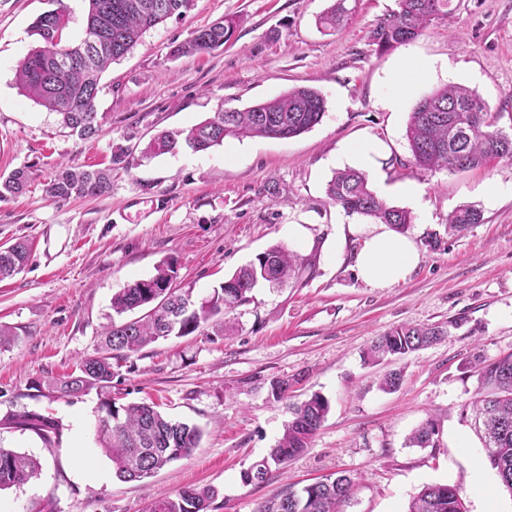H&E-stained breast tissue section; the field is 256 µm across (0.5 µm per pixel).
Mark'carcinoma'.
<instances>
[{
	"mask_svg": "<svg viewBox=\"0 0 512 512\" xmlns=\"http://www.w3.org/2000/svg\"><path fill=\"white\" fill-rule=\"evenodd\" d=\"M84 37L67 40L69 15L59 6L40 14L32 24L40 45L32 48L17 66L15 84L20 93L57 114L62 128L82 139L96 135V99L102 73L124 57L143 34L168 18L185 14L192 0H88ZM346 0H334L319 18L325 28H339L349 9ZM455 22L452 0H398L397 9L383 14L370 32L380 53L392 50L422 35L435 23ZM237 28L225 18L192 32L172 50V55L204 53L224 46ZM325 114L322 95L308 87L258 102L244 110L220 109L188 129L166 130L146 145L143 156L170 153L185 145L195 152L224 144L229 137L289 139L318 124ZM502 112H492L472 90L447 85L419 100L406 130L413 161L429 172L450 173L480 168L492 159L512 160L511 125H501ZM32 180L23 166L0 176V198L22 193ZM112 191V167L86 169L63 167L45 185L55 201L76 197H101ZM327 196L348 214H358L388 224L401 232L412 223L411 213L390 206L368 184L367 175L347 168L335 172ZM482 222V213L463 205L448 215V233H461ZM29 260V248L18 240L0 249V281L20 273ZM306 261L283 246L273 247L239 267L214 295L194 304L188 291L173 287L175 269L170 261L156 267L148 279L137 280L112 296L110 324L101 333L92 356L48 384V392L79 397L92 389L112 388L113 365H121L147 345L169 336H188L216 313L233 311L251 300L260 283L280 286L298 276ZM137 318L123 319L129 312ZM448 335V326L402 325L374 340L366 352L372 363L404 356ZM480 386L472 401L474 427L484 443L487 457L501 487L512 494V356L479 363ZM106 417L99 427L100 447L112 460L122 481H143L198 448L201 430L173 421L153 402L116 405L104 403ZM330 404L318 392L290 405L291 420L270 452V459L283 464L303 454L321 428ZM8 424L30 430L45 443L61 436L62 425L36 412L23 411L7 417ZM436 424L426 421L409 437V446L425 448L433 443ZM37 460L0 448V490L19 487L37 475ZM354 481L347 475L316 481L300 490H290L257 512H340L351 496ZM217 492L208 486L187 488L173 498L158 500L150 512H211ZM459 490L449 484H427L411 502L408 512H464Z\"/></svg>",
	"mask_w": 512,
	"mask_h": 512,
	"instance_id": "obj_1",
	"label": "carcinoma"
}]
</instances>
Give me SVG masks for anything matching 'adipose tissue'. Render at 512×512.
Wrapping results in <instances>:
<instances>
[{"instance_id": "adipose-tissue-1", "label": "adipose tissue", "mask_w": 512, "mask_h": 512, "mask_svg": "<svg viewBox=\"0 0 512 512\" xmlns=\"http://www.w3.org/2000/svg\"><path fill=\"white\" fill-rule=\"evenodd\" d=\"M357 238L362 239V247L348 251L349 242ZM288 242L308 250L321 247L336 260L351 257L358 278L374 288L404 280L420 260L415 242L385 224H339L321 243L316 242L308 225L292 224Z\"/></svg>"}]
</instances>
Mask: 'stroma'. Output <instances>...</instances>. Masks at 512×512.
<instances>
[{
    "label": "stroma",
    "instance_id": "35a3bbf8",
    "mask_svg": "<svg viewBox=\"0 0 512 512\" xmlns=\"http://www.w3.org/2000/svg\"><path fill=\"white\" fill-rule=\"evenodd\" d=\"M331 0H193L188 13L149 30L105 71L98 134L59 132L54 113L21 95L15 70L39 39L31 32L50 0H0V175L32 166L27 190L0 199V246L31 245L26 268L0 281V448L37 458L39 474L0 491V512H149L194 485L217 489L214 512H256L265 501L339 473L355 481L343 512H407L424 485L457 486L468 512H512L470 420L476 361L512 354V160L466 172L426 174L413 163L406 127L414 105L448 84L473 90L491 111L512 113V0H453L454 25L440 24L394 50L377 52L369 32L396 0H348L342 29L318 24ZM239 25L216 50L175 57L174 46L213 21ZM422 63L399 106L395 74ZM296 86L325 99L321 122L287 140L227 139L203 152L181 148L136 159L112 173L98 198L49 199L43 184L57 165L102 168L115 147L141 151L162 130L190 127L218 108L245 109ZM370 137L384 151L371 188L410 211L407 229L420 261L384 288L360 281L350 261L304 251L301 282L254 288L248 303L216 315L195 333L152 343L117 368L121 403L152 400L170 418L202 429L198 448L143 482H125L97 441L102 398H55L49 379L93 354L111 301L127 284L171 261L177 287L210 298L240 266L288 243L308 224L324 240L337 224H360L326 195L350 141ZM422 186L420 201L401 185ZM473 205L483 221L449 235L448 216ZM444 323L446 339L396 360L400 388L380 390L385 368L365 364L372 339L402 325ZM293 380L290 400L269 395ZM318 392L330 412L306 452L270 465L263 481L243 473L267 458L291 418L290 402ZM34 411L63 425L59 442L6 425ZM434 420L433 446H409ZM469 445H453L456 435Z\"/></svg>",
    "mask_w": 512,
    "mask_h": 512
}]
</instances>
